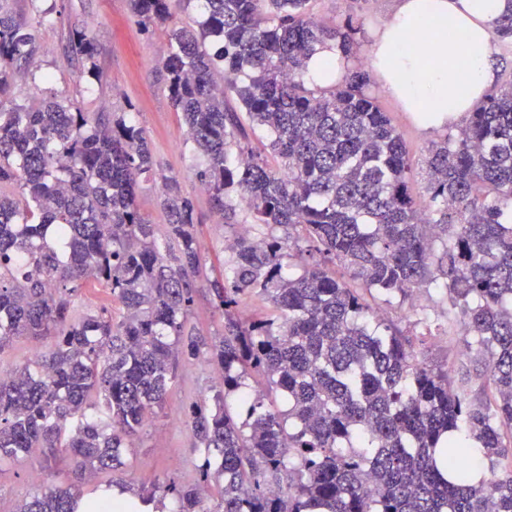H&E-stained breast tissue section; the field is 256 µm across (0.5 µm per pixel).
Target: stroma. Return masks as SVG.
<instances>
[{
  "instance_id": "35a3bbf8",
  "label": "stroma",
  "mask_w": 512,
  "mask_h": 512,
  "mask_svg": "<svg viewBox=\"0 0 512 512\" xmlns=\"http://www.w3.org/2000/svg\"><path fill=\"white\" fill-rule=\"evenodd\" d=\"M62 5L70 19L93 23L97 42L95 61L102 79L79 81L75 67L62 54L67 28L51 21L35 30L39 74L18 82L17 98L37 101L55 93L70 96L87 112L128 113L146 132L157 161L156 181L143 184L139 194L142 212L153 223H163L159 180L164 176L177 177L183 193L194 200L201 218L198 235L203 244V275L210 279L220 277L224 248L239 233L238 222L245 219L246 212L238 210L237 224L216 223L209 196L190 170L192 159L183 143V121L166 89L167 29L157 25L143 30L130 11L129 0H63ZM392 6V0H311L310 10L316 17L333 23L344 22L349 17L354 19L359 27L360 43L354 63L366 69L370 66L372 34ZM369 90L404 135L412 164L411 192L417 204H424L428 150L445 133L420 128L413 113L378 84H370ZM443 298L440 282H433L418 292L413 307H392L389 317L405 334H421L422 329L416 324L418 311H426L432 317L443 314L446 309ZM188 326L194 333L210 339L222 334L223 319L214 308V296L209 288H199L196 293ZM175 374L165 403L153 409L132 447L124 451L125 465L119 476L132 487L169 480L191 483L198 476L202 458L194 449L192 431L181 411L200 398L212 397L220 380L203 356L180 360ZM69 470L68 459L48 466L37 450L18 461L0 465V512H15L31 496L35 483L58 484Z\"/></svg>"
}]
</instances>
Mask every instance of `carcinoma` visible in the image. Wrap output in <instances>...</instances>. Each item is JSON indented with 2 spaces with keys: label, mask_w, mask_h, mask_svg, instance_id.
Masks as SVG:
<instances>
[{
  "label": "carcinoma",
  "mask_w": 512,
  "mask_h": 512,
  "mask_svg": "<svg viewBox=\"0 0 512 512\" xmlns=\"http://www.w3.org/2000/svg\"><path fill=\"white\" fill-rule=\"evenodd\" d=\"M0 0V350L20 336L55 337L0 378V464L33 448L75 460L95 483L121 469V449L166 400L181 357L200 353L223 389L188 417L204 456L195 484L156 483L134 496L170 512H512V81L488 95L455 136L429 149V194L417 206L402 134L355 68L311 88L309 58L332 44L357 55L353 18L329 25L310 0H129L144 28L169 26L166 88L201 158L193 175L219 224L245 204L224 278L209 283L224 333L186 332L202 273L200 219L164 178L163 227L138 204L157 167L124 112H84L56 94L12 95L37 71L32 23ZM68 26L64 56L93 66L96 37ZM512 52V11L494 24ZM270 136L256 152L240 112ZM344 274L336 276L332 267ZM442 277L444 321L464 329L462 358L431 368L367 297L409 304ZM102 288L121 303L75 316L74 297ZM258 296L272 312L243 319ZM265 393L251 389L252 375ZM481 380L478 396L468 392ZM236 392L238 421L226 407ZM280 394L288 409L266 402ZM483 479L473 483L475 472ZM83 494L39 486L17 512H78Z\"/></svg>",
  "instance_id": "carcinoma-1"
}]
</instances>
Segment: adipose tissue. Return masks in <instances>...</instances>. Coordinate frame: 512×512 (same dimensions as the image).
<instances>
[{
    "label": "adipose tissue",
    "instance_id": "ef3b65f1",
    "mask_svg": "<svg viewBox=\"0 0 512 512\" xmlns=\"http://www.w3.org/2000/svg\"><path fill=\"white\" fill-rule=\"evenodd\" d=\"M512 0H394L371 49L378 85L425 129L459 124L487 94L491 31ZM453 28L454 39L442 37Z\"/></svg>",
    "mask_w": 512,
    "mask_h": 512
}]
</instances>
